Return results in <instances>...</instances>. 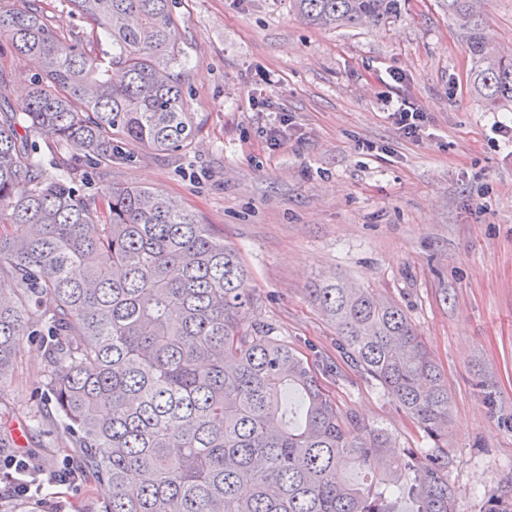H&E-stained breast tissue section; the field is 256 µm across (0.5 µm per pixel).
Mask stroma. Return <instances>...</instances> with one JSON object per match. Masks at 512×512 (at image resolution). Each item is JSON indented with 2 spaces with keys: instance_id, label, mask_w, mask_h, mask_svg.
<instances>
[{
  "instance_id": "stroma-1",
  "label": "stroma",
  "mask_w": 512,
  "mask_h": 512,
  "mask_svg": "<svg viewBox=\"0 0 512 512\" xmlns=\"http://www.w3.org/2000/svg\"><path fill=\"white\" fill-rule=\"evenodd\" d=\"M174 12L198 133L163 156L132 148L90 194L144 186L180 200L239 250L254 318L323 364L337 405L422 448L414 420L340 354L309 290L337 280L395 300L448 383L456 510L489 512L512 488V142L498 128L512 103L474 98L464 35L441 0H408L397 21L365 29L309 25L288 0H175ZM0 69V100L19 104L30 60L0 52ZM386 97L425 112L422 140L388 117ZM39 363L27 345L0 394V431L21 432L16 454L47 476L75 467L77 451L57 417L33 421ZM107 495L85 474L28 504L0 483V512H100Z\"/></svg>"
}]
</instances>
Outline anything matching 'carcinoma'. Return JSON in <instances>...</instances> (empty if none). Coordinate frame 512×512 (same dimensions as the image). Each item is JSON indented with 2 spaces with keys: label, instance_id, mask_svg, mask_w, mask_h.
I'll list each match as a JSON object with an SVG mask.
<instances>
[{
  "label": "carcinoma",
  "instance_id": "cac0c4a2",
  "mask_svg": "<svg viewBox=\"0 0 512 512\" xmlns=\"http://www.w3.org/2000/svg\"><path fill=\"white\" fill-rule=\"evenodd\" d=\"M401 2L290 0L335 29L389 24ZM65 3L112 40L107 65L40 0H0V42L36 68L22 102L0 106V391L39 338L40 399L81 468L110 486L102 512H398L403 500L456 512L448 385L397 302L339 282L309 289L343 356L431 448L342 413L315 366L248 317L240 253L179 200L123 186L92 196L69 164L45 166L33 134L103 168L120 144L164 154L196 134L173 0ZM480 3L444 0L467 39L470 91L511 103L512 50L491 45ZM286 389L300 397L293 423Z\"/></svg>",
  "mask_w": 512,
  "mask_h": 512
}]
</instances>
